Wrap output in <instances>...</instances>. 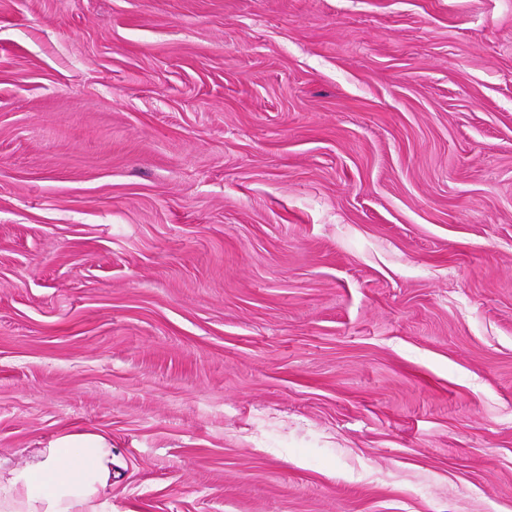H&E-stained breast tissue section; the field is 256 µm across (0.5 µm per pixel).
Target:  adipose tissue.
<instances>
[{"label":"adipose tissue","mask_w":512,"mask_h":512,"mask_svg":"<svg viewBox=\"0 0 512 512\" xmlns=\"http://www.w3.org/2000/svg\"><path fill=\"white\" fill-rule=\"evenodd\" d=\"M112 445L69 433L21 465L0 462V512H112Z\"/></svg>","instance_id":"ef3b65f1"}]
</instances>
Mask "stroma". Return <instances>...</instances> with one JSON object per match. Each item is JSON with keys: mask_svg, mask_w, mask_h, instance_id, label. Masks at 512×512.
Wrapping results in <instances>:
<instances>
[{"mask_svg": "<svg viewBox=\"0 0 512 512\" xmlns=\"http://www.w3.org/2000/svg\"><path fill=\"white\" fill-rule=\"evenodd\" d=\"M112 512H512V0H0V457ZM112 443L69 433L23 465L0 462L1 512H112Z\"/></svg>", "mask_w": 512, "mask_h": 512, "instance_id": "35a3bbf8", "label": "stroma"}]
</instances>
